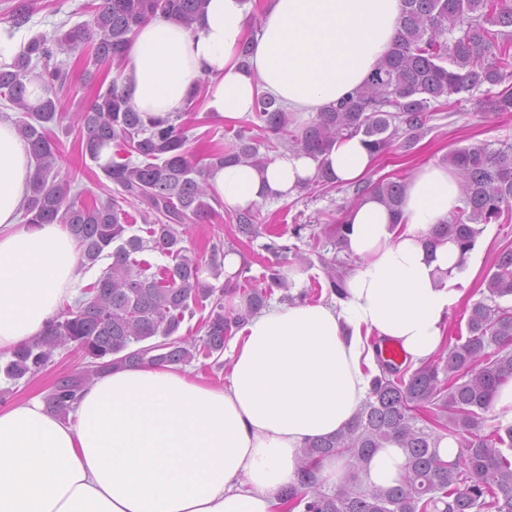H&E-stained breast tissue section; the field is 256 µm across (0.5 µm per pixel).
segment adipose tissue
I'll use <instances>...</instances> for the list:
<instances>
[{
    "instance_id": "1",
    "label": "adipose tissue",
    "mask_w": 512,
    "mask_h": 512,
    "mask_svg": "<svg viewBox=\"0 0 512 512\" xmlns=\"http://www.w3.org/2000/svg\"><path fill=\"white\" fill-rule=\"evenodd\" d=\"M248 10L247 0H207L196 30L145 22L121 82L132 109L185 112L205 82L208 111L227 120L251 114L263 92L295 114L320 111L387 54L401 0H267L254 36ZM375 160L358 135L317 159L286 152L262 170L227 165L208 182L226 205L245 207L296 195L321 167L337 182L360 181ZM33 175L27 143L0 118V360L42 335L82 278L66 225L22 221ZM461 196L456 171L427 162L408 180L399 215L371 194L347 208L343 249L355 266L341 295L253 314L230 343L223 385L144 364L95 379L64 419L39 398L0 409V512H284L301 449L345 428L380 373L369 334L416 365L442 347L471 256L429 239ZM404 463L402 448L386 445L364 480L392 486Z\"/></svg>"
}]
</instances>
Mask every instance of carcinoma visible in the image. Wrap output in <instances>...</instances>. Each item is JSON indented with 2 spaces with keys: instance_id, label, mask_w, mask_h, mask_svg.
<instances>
[{
  "instance_id": "obj_1",
  "label": "carcinoma",
  "mask_w": 512,
  "mask_h": 512,
  "mask_svg": "<svg viewBox=\"0 0 512 512\" xmlns=\"http://www.w3.org/2000/svg\"><path fill=\"white\" fill-rule=\"evenodd\" d=\"M206 0H97L91 20L69 28L59 37L31 39L9 65L0 67V96L19 112L15 125L28 142L36 177L25 201L28 224H65L80 241V265L90 269L103 259L111 263L82 289V297L55 318L34 343L17 349L4 366L13 380L35 375L54 364L55 352L71 346L84 365L54 377L46 402L67 415L84 388L118 366L145 363L187 365L199 358L219 363L226 341L247 317L260 311L278 289L288 294V254L297 246L305 224L268 233L263 249L275 259L259 280L244 278L243 302L225 310L224 293L202 277L203 267L184 246L186 223L211 219L221 206L209 190L208 172L227 164L260 168L269 158L240 130L207 162L190 160L186 145L192 123L177 114L143 118L119 91L118 80H98V68L121 69L136 28L157 15L168 16L192 29ZM89 47L95 70L86 81L99 82L88 106L76 114L82 130L81 153L99 164L118 195L90 203L69 198L70 184L58 179L59 146L49 124L63 119L59 92L68 71L56 64L58 55ZM38 78L44 96L36 105L27 99L29 76ZM483 85L503 86L485 99L496 115L512 113V0H402V13L390 51L367 81L336 103L295 126L274 97L262 94L255 116L263 129L287 137L288 150L313 158L336 139L361 134L374 154L398 147L407 152L417 143L432 113L452 109L455 96ZM112 158L101 162L104 147ZM462 179V206L433 230L431 243L455 242L467 253L481 230L477 224L512 219V144L498 149L462 147L448 155ZM354 200L372 193L397 211L406 181L365 180L351 185ZM134 208L144 226L129 223ZM234 235L254 239L263 234L256 214L246 209L233 217ZM346 224L336 220L313 233L312 250L340 246ZM209 270L219 278L224 256L231 251L216 234L208 240ZM151 251L171 259L153 267L140 254ZM326 266L327 296L341 292L344 274L336 259L319 255ZM495 271L487 280L491 297L512 298V248L501 249ZM202 336L181 333L185 319L196 312ZM467 335L448 344L439 361L421 363L412 372L380 363L367 401L341 432L308 442L301 450L297 484L283 496L302 512H512V423L484 432L490 401L499 386L512 379V306L477 301L467 318ZM428 413L430 425L416 426L417 415ZM456 441L452 460L438 452L443 436ZM395 443L406 462L394 486L365 485L359 471L376 449ZM347 457L345 480L327 492L318 483L314 465L324 458Z\"/></svg>"
}]
</instances>
